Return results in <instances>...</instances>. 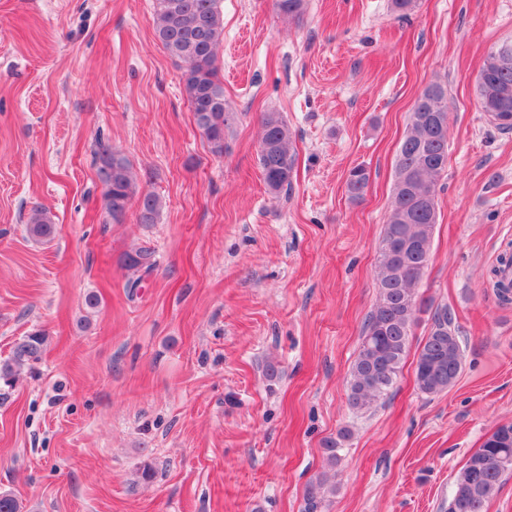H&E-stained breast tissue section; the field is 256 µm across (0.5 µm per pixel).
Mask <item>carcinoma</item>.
<instances>
[{"label": "carcinoma", "mask_w": 512, "mask_h": 512, "mask_svg": "<svg viewBox=\"0 0 512 512\" xmlns=\"http://www.w3.org/2000/svg\"><path fill=\"white\" fill-rule=\"evenodd\" d=\"M277 11L290 19L300 18L307 0H275ZM153 28L167 53L181 63V82L196 128L212 152L224 154V133L235 120L224 100L219 76L218 49L224 37L220 0H156ZM478 103L493 125L511 131L512 43L492 50L477 77ZM262 135L258 164L269 191L292 188L296 167L293 135L279 112H265L260 119ZM96 176L102 186V208L119 224L132 200L139 206L138 221L155 223L162 207L160 198L142 191L127 157L99 139L93 148ZM448 160L447 89L440 83L425 87L409 114L393 179V203L378 246V297L367 315L358 354L353 362L348 405L366 412L395 384L407 356L415 315L424 306L417 285L428 265L434 229L438 224V191ZM364 166L351 169L346 179L348 198L359 201L370 183ZM26 232L49 240L54 224L48 212L35 208L27 218ZM155 266L152 253L141 250L129 257L132 270L126 287H140L143 274ZM45 334L34 331L14 343L10 356L0 361V387H12L24 370L41 360ZM462 368L458 329L448 311L437 312L415 366L419 390L437 395L448 390ZM512 474V423L498 426L475 450L453 481L448 512H486L504 478ZM323 475L307 488V510L318 512L329 493Z\"/></svg>", "instance_id": "carcinoma-1"}]
</instances>
